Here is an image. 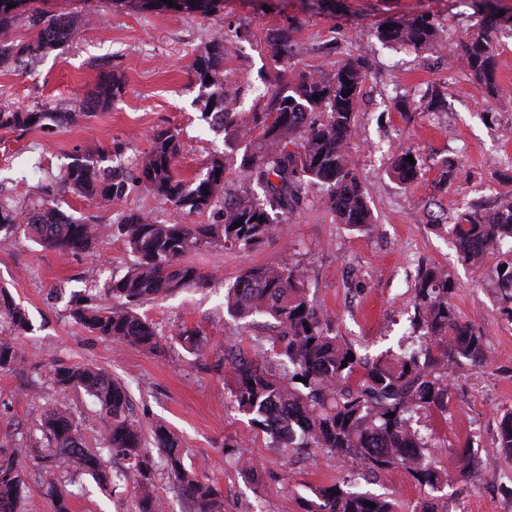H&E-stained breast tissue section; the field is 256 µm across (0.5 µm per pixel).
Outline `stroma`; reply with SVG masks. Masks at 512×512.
Wrapping results in <instances>:
<instances>
[{
	"label": "stroma",
	"mask_w": 512,
	"mask_h": 512,
	"mask_svg": "<svg viewBox=\"0 0 512 512\" xmlns=\"http://www.w3.org/2000/svg\"><path fill=\"white\" fill-rule=\"evenodd\" d=\"M45 9L77 14L75 39L46 50L10 73L0 72V110L27 111L47 105L71 107L101 76L119 77L123 90L109 111L60 129L23 135L0 130V200L57 202L73 217L96 216L119 224L125 213L143 212L170 224H214V212L189 214L163 204L140 187L104 206L57 183L75 155L105 151L113 165L131 171L151 146L155 130H179L176 171L184 178L205 173L211 159H224V191L244 196L255 184L239 169L243 148L203 120L199 89L188 67L215 33L224 35V89L235 110H264V90L285 89L299 75L331 73L348 57H363L356 131L348 144L374 222L353 231L339 224L321 185L311 186L303 205L274 236L254 247L191 252L187 260L208 276L210 287L178 290L138 309L161 337L177 329L199 331L205 354L195 358L174 344L153 355L91 334L70 316V296L102 293L112 276L133 259L123 239L104 232L96 254L61 255L23 236L0 238V287L26 310L33 329L15 338L24 368L0 371V449L14 453L27 484L24 512H50V483L73 491V512H134L133 491L101 485L91 476L45 472L24 443L37 434L49 409L66 407L82 425L87 447H98L101 429L94 406L81 392L62 391L48 379L51 366L93 365L127 388L131 412L145 430L161 423L173 433L187 468L205 470L217 483L224 512H303L312 488L355 478L350 461L326 459L322 449L297 455L273 448L231 401L234 380L224 352L251 354L255 340L272 335L269 318L241 328L224 309V287L249 268L301 263L313 305L332 319L337 333L368 357L419 347L414 326V285L431 265L443 267L454 284L452 302L463 321L483 332L487 363L450 375L447 416L421 414L417 425L434 434L432 456L447 472L442 512H512V466L499 457L498 429L512 409V324L501 320L505 301L494 284L499 256L483 267L465 264L446 228L459 209L493 202L512 190V31H496L494 92L455 63L486 9L512 14V0H224L209 15L167 8L143 10L135 0H46ZM430 15L440 30L436 44L404 50L378 39L388 17ZM286 27L292 41L287 62L269 45L273 30ZM442 103L429 105L432 91ZM417 157L425 172L403 184L390 171L401 151ZM447 185H440L444 168ZM96 269L95 282L84 280ZM66 293L54 298L50 289ZM473 447L484 467L466 471L462 451ZM263 485L255 487L252 478ZM411 512L424 490L404 469L363 480Z\"/></svg>",
	"instance_id": "35a3bbf8"
}]
</instances>
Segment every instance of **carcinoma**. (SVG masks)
I'll use <instances>...</instances> for the list:
<instances>
[{"label":"carcinoma","instance_id":"1","mask_svg":"<svg viewBox=\"0 0 512 512\" xmlns=\"http://www.w3.org/2000/svg\"><path fill=\"white\" fill-rule=\"evenodd\" d=\"M16 0H0V70L10 71L47 49L64 45L79 30V18L50 14L32 7L19 17L8 8ZM224 0H173L185 11L210 13ZM30 30L25 42L10 39L18 25ZM507 26L512 15H487L478 32L463 45L460 65L486 87L494 83V46L489 34ZM380 39L397 48H423L438 39V26L428 15L393 18L377 28ZM291 34L278 29L270 46L278 60L288 61ZM191 82L204 99L202 116L214 129L233 128L246 143L241 167L248 181L259 186L265 201L244 197L224 201V160L214 158L206 175L192 180L175 171L180 132L166 127L154 131L150 151L136 163L132 182L166 203L191 214L221 211L219 224H161L143 213L130 212L119 233L135 255L124 273L110 281V306L92 293L71 296L70 316L90 333L157 354L164 349L157 329L136 309L176 288L208 287L212 279L185 262L202 248L221 251L233 246H255L272 237L303 203L309 185L325 187L328 203L340 223L356 230L371 224V212L361 182L348 155L355 133V113L365 70L358 59H347L332 74H309L294 87L271 92L264 112H235L224 93V36L209 41L205 52L190 65ZM115 77L101 80L78 108L64 111L45 107L31 112L0 111V129L24 134L49 127L86 121L104 111L121 95ZM293 149H288V146ZM404 152L397 159L395 176L413 182L422 175ZM64 188L87 199L110 202L125 195L126 181L108 165L105 153L78 156L63 170ZM240 226H235V223ZM23 232L38 246L54 252L80 254L96 248L100 223L93 217L75 218L47 201L26 207L0 202V232ZM448 234L463 261L480 268L488 256L510 255L496 266V287L512 302V191L488 211L471 204L453 217ZM306 269L300 264L261 265L243 273L224 294L227 312L240 320L265 315L275 321L277 333L258 342L251 356L224 354L225 367L234 379L232 402L250 422L265 432L275 448H322L330 458L351 461L359 475L405 468L433 493L448 485V475L437 470L427 450L435 441L414 426L419 413L448 414L449 374L486 361L483 334L461 321L449 302L453 284L439 267L432 266L415 285V318L424 329L417 350L400 355L361 356L320 316L306 292ZM27 333L31 322L11 293L0 287V325ZM177 343L190 353L204 354L202 339L180 330ZM354 358H349V354ZM279 368L269 367L270 359ZM23 358L10 341L0 339V371L15 370ZM347 366H342V362ZM50 381L61 390H81L92 399L104 424L97 451L86 449L73 413L55 409L44 413L41 438L26 444L47 472L58 470L90 475L106 485L133 484L135 512H165L150 473L161 458L179 494L193 512H224L215 482L205 473L185 467L177 441L163 425L153 431L154 448L147 447L141 425L130 417L127 389L102 370L90 366L57 364ZM394 417H389V414ZM499 448L512 461V411L503 412ZM119 454L126 471L112 476L103 457ZM24 472L12 454L0 450V512H21L25 498ZM303 512H397L395 503L360 488L355 480L310 489ZM51 512H72L73 494L50 485ZM374 504L370 508L366 503Z\"/></svg>","mask_w":512,"mask_h":512}]
</instances>
